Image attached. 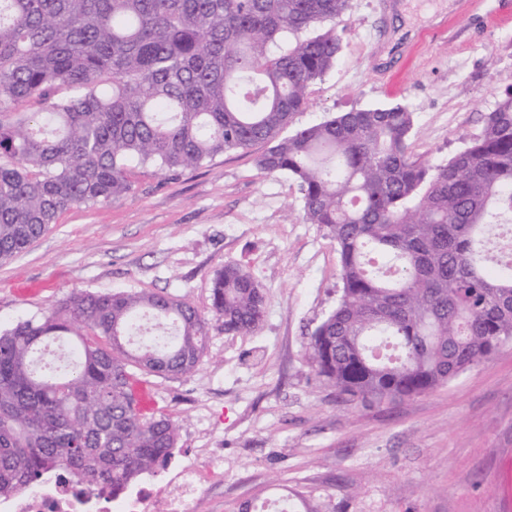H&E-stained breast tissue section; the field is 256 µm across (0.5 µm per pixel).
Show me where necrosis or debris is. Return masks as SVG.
<instances>
[{
	"mask_svg": "<svg viewBox=\"0 0 512 512\" xmlns=\"http://www.w3.org/2000/svg\"><path fill=\"white\" fill-rule=\"evenodd\" d=\"M222 458L221 449H205L161 487L143 484L131 493L89 488L61 473L5 500L0 512H192L193 503L205 495V474L214 472Z\"/></svg>",
	"mask_w": 512,
	"mask_h": 512,
	"instance_id": "necrosis-or-debris-1",
	"label": "necrosis or debris"
}]
</instances>
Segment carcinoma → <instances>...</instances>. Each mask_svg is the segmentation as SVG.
Masks as SVG:
<instances>
[{
	"label": "carcinoma",
	"instance_id": "1",
	"mask_svg": "<svg viewBox=\"0 0 512 512\" xmlns=\"http://www.w3.org/2000/svg\"><path fill=\"white\" fill-rule=\"evenodd\" d=\"M349 0H0V260L63 212L268 145L303 217L340 257L315 329L316 377L361 405L429 393L512 338V94L448 162L415 158L409 105L288 128L342 51ZM224 333L255 332L265 294L239 264L212 286ZM208 320L158 292L76 291L0 329V499L61 470L118 492L162 468L179 424L143 413L144 375L193 373Z\"/></svg>",
	"mask_w": 512,
	"mask_h": 512
}]
</instances>
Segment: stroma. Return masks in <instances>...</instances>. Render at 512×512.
Here are the masks:
<instances>
[{"instance_id": "1", "label": "stroma", "mask_w": 512, "mask_h": 512, "mask_svg": "<svg viewBox=\"0 0 512 512\" xmlns=\"http://www.w3.org/2000/svg\"><path fill=\"white\" fill-rule=\"evenodd\" d=\"M350 0L343 51L310 89L295 126L325 113L404 103L412 151L446 163L512 89V21L483 25L499 0ZM447 35L413 43L439 22ZM258 143L168 177L131 165V191L62 214L18 256L0 261V326L38 317L71 292L144 291L190 302L209 318L208 353L189 375L150 377L156 407L180 426L158 486L202 448L224 451L206 512L286 489L314 512H503L512 461V342L419 397L361 406L313 374L307 351L335 308L339 254L306 223L296 185L266 174ZM243 264L266 296L254 333L211 318L212 282Z\"/></svg>"}]
</instances>
